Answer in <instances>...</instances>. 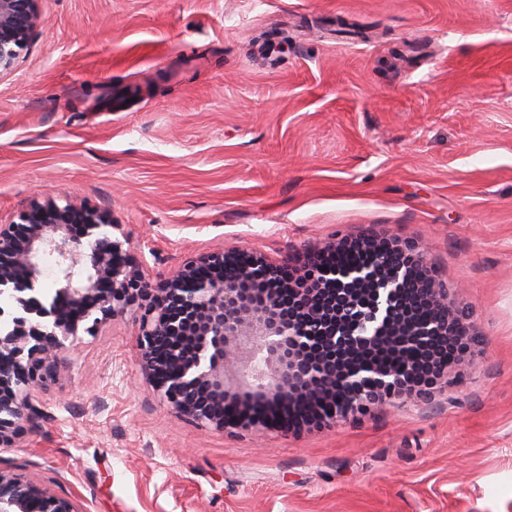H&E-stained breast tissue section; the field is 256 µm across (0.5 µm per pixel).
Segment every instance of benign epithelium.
<instances>
[{
	"label": "benign epithelium",
	"mask_w": 512,
	"mask_h": 512,
	"mask_svg": "<svg viewBox=\"0 0 512 512\" xmlns=\"http://www.w3.org/2000/svg\"><path fill=\"white\" fill-rule=\"evenodd\" d=\"M41 0H0V80L12 75L45 26ZM84 225L75 234L69 224ZM109 209L53 197L35 199L17 220L0 224V296L12 297V328L0 331V446L34 433L47 417L42 385L66 367L60 353L79 332L95 336L111 320L140 313L136 347L141 375L180 417L218 432L252 430L263 411L288 403L314 407L323 419L361 413L396 399L426 400L448 384V367L471 362L466 318L448 309V288L422 279L429 322L421 330L393 317L413 264L393 261L424 250L391 237L366 238L374 257L345 274L318 256L279 262L241 248L196 255L157 282L144 257L128 248ZM311 272L346 291L334 319L312 309L297 321L281 312L284 273ZM55 288H43L44 277ZM454 344L433 379L416 370L429 337ZM411 347L414 353L400 352ZM84 512L74 499L0 460V512Z\"/></svg>",
	"instance_id": "7a95c632"
}]
</instances>
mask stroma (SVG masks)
Segmentation results:
<instances>
[{"label": "stroma", "instance_id": "35a3bbf8", "mask_svg": "<svg viewBox=\"0 0 512 512\" xmlns=\"http://www.w3.org/2000/svg\"><path fill=\"white\" fill-rule=\"evenodd\" d=\"M40 7L0 80V222L111 210L154 278L221 246L414 241L476 342L430 399L220 434L143 381L128 314L65 351L0 458L84 512H512V0Z\"/></svg>", "mask_w": 512, "mask_h": 512}]
</instances>
